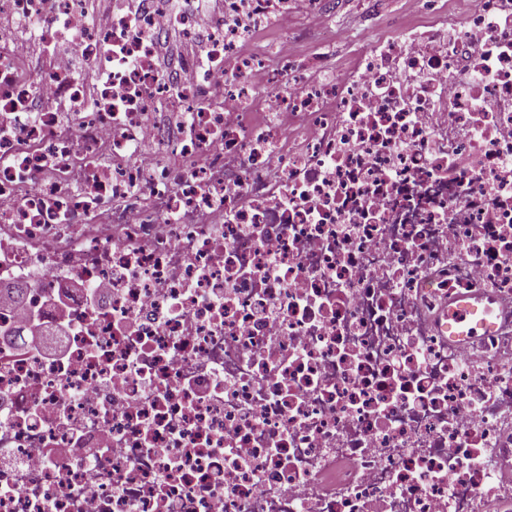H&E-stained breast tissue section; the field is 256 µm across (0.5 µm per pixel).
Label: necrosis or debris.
<instances>
[{
	"mask_svg": "<svg viewBox=\"0 0 512 512\" xmlns=\"http://www.w3.org/2000/svg\"><path fill=\"white\" fill-rule=\"evenodd\" d=\"M477 2L338 72L288 50L330 0H0L105 72L0 35V512H512V0ZM173 31L206 61L161 68ZM460 299L453 306H448L449 336H476L486 329L493 317V308L489 303L480 304Z\"/></svg>",
	"mask_w": 512,
	"mask_h": 512,
	"instance_id": "necrosis-or-debris-1",
	"label": "necrosis or debris"
}]
</instances>
